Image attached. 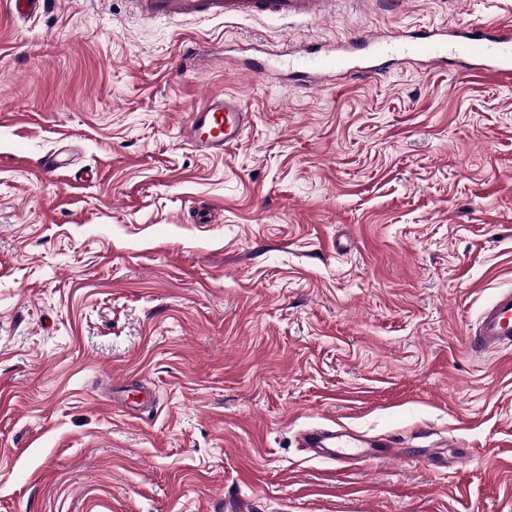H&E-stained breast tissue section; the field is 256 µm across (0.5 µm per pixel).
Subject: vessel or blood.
<instances>
[{
	"mask_svg": "<svg viewBox=\"0 0 512 512\" xmlns=\"http://www.w3.org/2000/svg\"><path fill=\"white\" fill-rule=\"evenodd\" d=\"M133 14L149 18L186 20L195 17L244 18L270 17L314 19L327 10L331 0H129ZM48 0H9L13 18L24 20L45 11ZM466 57L475 68L493 75L499 82H512V24L472 25L459 23L403 31L383 38L369 33L352 35L345 49L315 54L285 53L282 65L299 69L302 89L319 87L325 80L342 75L366 81L384 76L388 58L426 66H456ZM251 119L240 98L231 94H213L189 115L185 125L187 139L197 149L220 152L239 141ZM469 344L477 353L512 352V289H500L482 310L467 332ZM300 439L314 448L318 456L330 459L389 461L397 452L388 443L359 446L355 438L337 437L329 429H309Z\"/></svg>",
	"mask_w": 512,
	"mask_h": 512,
	"instance_id": "vessel-or-blood-1",
	"label": "vessel or blood"
}]
</instances>
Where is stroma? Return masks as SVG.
<instances>
[{"label":"stroma","mask_w":512,"mask_h":512,"mask_svg":"<svg viewBox=\"0 0 512 512\" xmlns=\"http://www.w3.org/2000/svg\"><path fill=\"white\" fill-rule=\"evenodd\" d=\"M445 22L512 23V0L175 22L0 2V512H512V358L465 343L512 286V84L236 69L250 44ZM221 93L252 124L198 151L182 129ZM116 382L156 405L114 407ZM331 422L472 461L312 457L299 433ZM10 14L18 20H26L45 11L48 0H10Z\"/></svg>","instance_id":"stroma-1"}]
</instances>
